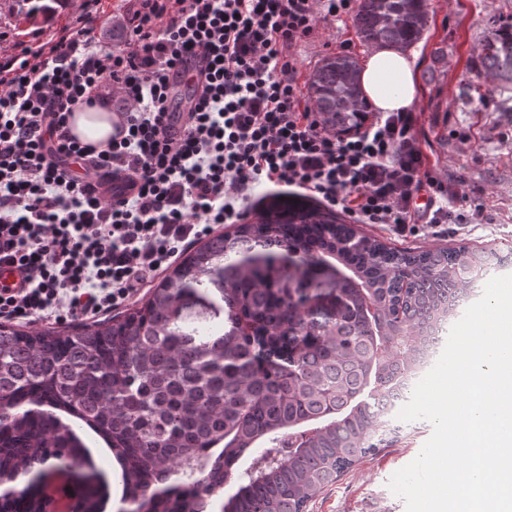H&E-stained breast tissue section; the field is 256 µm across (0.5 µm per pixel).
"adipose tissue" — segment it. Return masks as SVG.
<instances>
[{"instance_id":"ef3b65f1","label":"adipose tissue","mask_w":512,"mask_h":512,"mask_svg":"<svg viewBox=\"0 0 512 512\" xmlns=\"http://www.w3.org/2000/svg\"><path fill=\"white\" fill-rule=\"evenodd\" d=\"M415 55L396 46L374 49L365 59L361 85L370 106L378 112L408 110L418 93Z\"/></svg>"}]
</instances>
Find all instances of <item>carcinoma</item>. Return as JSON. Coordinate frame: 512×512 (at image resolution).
<instances>
[{
    "label": "carcinoma",
    "instance_id": "1",
    "mask_svg": "<svg viewBox=\"0 0 512 512\" xmlns=\"http://www.w3.org/2000/svg\"><path fill=\"white\" fill-rule=\"evenodd\" d=\"M353 24L370 44L409 46L429 29L426 0H360ZM491 100L512 112V25L487 39ZM307 96L338 135L359 128L369 103L350 55L327 57ZM304 266L331 257L368 285L383 335L353 316L363 299L333 275L292 277L282 254ZM490 253L467 246L399 249L304 201L273 196L259 220L237 224L190 251L122 318L67 331L0 323V489L47 462L87 460L62 408L92 426L123 465L130 512H208L239 460L230 512H308L315 498L374 454L386 424L359 400L373 381L396 379L421 328L481 278ZM224 270L221 323L204 330L175 316L186 297ZM254 335L237 330L239 316ZM48 404L38 411L29 405ZM226 439L213 455L212 444ZM300 443L292 454L283 448ZM37 483L0 500V512H36Z\"/></svg>",
    "mask_w": 512,
    "mask_h": 512
}]
</instances>
